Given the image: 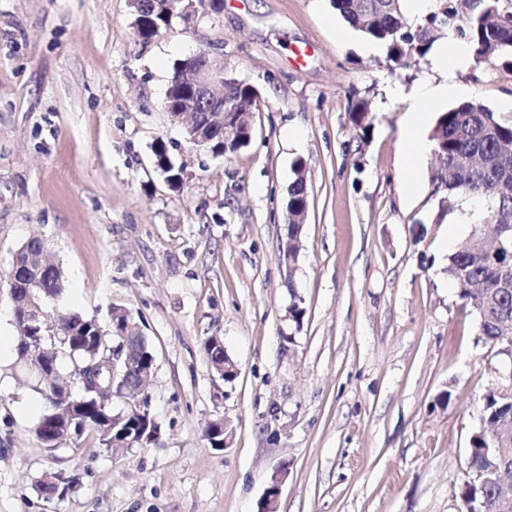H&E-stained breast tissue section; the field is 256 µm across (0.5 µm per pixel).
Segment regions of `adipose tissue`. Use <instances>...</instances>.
I'll list each match as a JSON object with an SVG mask.
<instances>
[{"label":"adipose tissue","instance_id":"ef3b65f1","mask_svg":"<svg viewBox=\"0 0 512 512\" xmlns=\"http://www.w3.org/2000/svg\"><path fill=\"white\" fill-rule=\"evenodd\" d=\"M442 80L438 84L420 85L410 95L412 106L407 113V122L401 131V141L406 161L409 166H416L430 151L431 144L427 137L428 115L421 107L448 98H460L467 90L456 80L457 70L465 67L469 61L468 52L463 42L456 36H448L441 45L438 54Z\"/></svg>","mask_w":512,"mask_h":512}]
</instances>
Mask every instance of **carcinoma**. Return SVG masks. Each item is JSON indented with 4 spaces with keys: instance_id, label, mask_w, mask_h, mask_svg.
Instances as JSON below:
<instances>
[{
    "instance_id": "1",
    "label": "carcinoma",
    "mask_w": 512,
    "mask_h": 512,
    "mask_svg": "<svg viewBox=\"0 0 512 512\" xmlns=\"http://www.w3.org/2000/svg\"><path fill=\"white\" fill-rule=\"evenodd\" d=\"M391 7L382 9L376 0H332L334 9L353 28L386 50V59L395 66L406 67L429 53L439 35L451 30L469 44L476 63L502 59L512 70V27L502 18L512 14V0H436L434 10L425 22L412 30L403 11L402 0H390ZM162 12L148 15L142 41L147 43L155 31L167 27ZM349 119L360 138H366L376 116L370 102L359 99L352 105ZM434 153L440 168L433 176L438 186L450 196L476 199L482 208L470 235L457 244L446 258L448 279L458 289L459 297L475 314L477 332L493 346H505L503 337L512 327V115H501L483 102L472 100L440 113L431 133ZM156 165L166 170L170 182L180 181V171L168 154L163 141L153 147ZM303 161L295 162V182L299 186L288 191V200L304 205L308 190L299 174ZM12 313L16 331L32 322L27 297L37 296L49 305L65 291L61 267L44 242L31 238L15 252L8 271ZM128 314L111 316L108 327L79 313L61 311L52 321L53 335L45 337L37 351L41 363L57 370L50 387L32 388L44 401L45 410L33 428L37 440L50 451L88 432L102 448H112V434L107 430L114 417L112 399L124 403L122 414L130 415L124 426L128 436L141 439L152 431L147 405L133 403L140 397L135 388L126 385L124 370L116 376L100 372V364H112V358L126 359L128 352L145 359L153 356L145 337L138 332L124 334L123 322ZM208 359L224 362V341L211 336L205 341ZM16 361L33 364L27 346L16 345ZM494 389L485 396L483 421H491L512 432V404ZM492 442L479 430L470 441V467L481 472V478L466 492L479 512H512L504 509L499 499L497 481H512V454L494 459L487 452ZM80 483L76 474L68 475L60 491L44 480L36 484L44 494L60 495Z\"/></svg>"
}]
</instances>
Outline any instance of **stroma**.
I'll list each match as a JSON object with an SVG mask.
<instances>
[{
	"label": "stroma",
	"mask_w": 512,
	"mask_h": 512,
	"mask_svg": "<svg viewBox=\"0 0 512 512\" xmlns=\"http://www.w3.org/2000/svg\"><path fill=\"white\" fill-rule=\"evenodd\" d=\"M331 0H219L150 43L128 0H0V512H257L286 469L278 512H460L470 438L512 354L486 345L443 258L472 227L468 199L408 166V104L441 80L434 56L395 71ZM257 90L253 137L231 157L188 144L166 111L176 62L201 48ZM457 79L512 114V71L470 64ZM376 114L359 139L351 105ZM184 167L170 188L152 147ZM304 161L309 208L286 264L285 204ZM419 190L406 196L409 180ZM32 237L67 278L59 308L133 318L154 355L157 440L44 448L41 397L13 371L7 271ZM302 299L306 314L288 313ZM223 337L225 382L203 348ZM228 420L226 448L210 421ZM77 473L64 495L36 489Z\"/></svg>",
	"instance_id": "35a3bbf8"
}]
</instances>
